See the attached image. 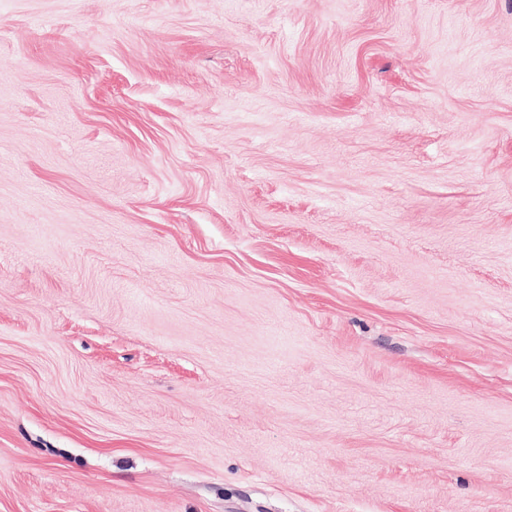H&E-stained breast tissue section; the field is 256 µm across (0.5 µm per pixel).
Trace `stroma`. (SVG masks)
Wrapping results in <instances>:
<instances>
[{
    "label": "stroma",
    "mask_w": 512,
    "mask_h": 512,
    "mask_svg": "<svg viewBox=\"0 0 512 512\" xmlns=\"http://www.w3.org/2000/svg\"><path fill=\"white\" fill-rule=\"evenodd\" d=\"M0 512H512V0H0Z\"/></svg>",
    "instance_id": "obj_1"
}]
</instances>
